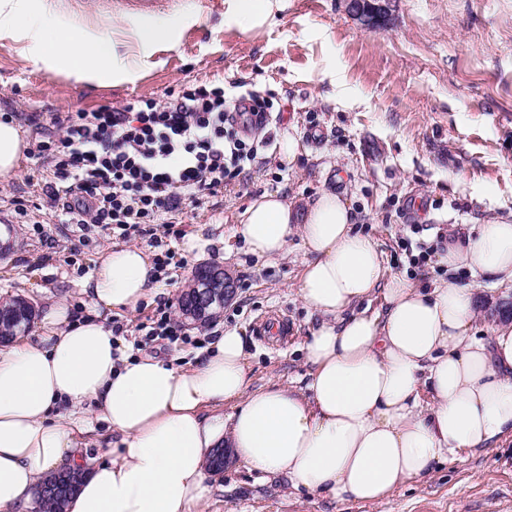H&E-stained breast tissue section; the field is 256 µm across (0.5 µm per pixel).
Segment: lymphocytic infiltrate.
I'll return each instance as SVG.
<instances>
[{
	"instance_id": "lymphocytic-infiltrate-1",
	"label": "lymphocytic infiltrate",
	"mask_w": 512,
	"mask_h": 512,
	"mask_svg": "<svg viewBox=\"0 0 512 512\" xmlns=\"http://www.w3.org/2000/svg\"><path fill=\"white\" fill-rule=\"evenodd\" d=\"M273 108L270 98L229 94L220 84H180L160 101L140 96L120 107L54 114L34 154L52 171L46 194L60 223L147 239L163 280L183 235L172 213L245 172L259 146L271 143L248 132L265 128Z\"/></svg>"
}]
</instances>
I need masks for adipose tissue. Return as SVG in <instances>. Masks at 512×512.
<instances>
[{"instance_id": "obj_1", "label": "adipose tissue", "mask_w": 512, "mask_h": 512, "mask_svg": "<svg viewBox=\"0 0 512 512\" xmlns=\"http://www.w3.org/2000/svg\"><path fill=\"white\" fill-rule=\"evenodd\" d=\"M177 25L127 21L141 51L120 55L101 31L46 20L32 0H0L1 42L85 81L132 79L144 48L171 41ZM295 226L312 256L299 294L322 317L305 342L304 389H251L248 344L235 329L188 369L113 348L106 312L135 308L159 288L142 248H109L81 284L83 316L50 303L37 341L0 347V512H38L41 482L64 469L80 475L64 512H189L210 491L207 458L225 446L308 496L375 503L459 452L512 438V320L489 337L473 333L474 281L512 289V219L449 231L439 261L473 281L430 287L386 276L377 243L355 231L333 191L301 213L263 194L238 231L253 254L271 258ZM376 293L380 310L352 313ZM94 407L121 435L105 456L76 440L91 430Z\"/></svg>"}]
</instances>
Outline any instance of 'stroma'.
Segmentation results:
<instances>
[{"label": "stroma", "instance_id": "stroma-1", "mask_svg": "<svg viewBox=\"0 0 512 512\" xmlns=\"http://www.w3.org/2000/svg\"><path fill=\"white\" fill-rule=\"evenodd\" d=\"M224 2L161 5L156 17L191 12L197 20L172 42L153 45L150 68L131 82H85L47 71L32 52L10 48L0 53V114L12 115L33 145L41 134L26 117L35 111L89 112L136 96L160 99L186 82L274 94L281 121L267 132L275 145L222 193L185 202L172 215L188 236L221 225L223 249L186 254V266L164 284L165 298L144 300L112 320L126 341H134L160 301L178 302L197 268L222 265L237 288L219 324L248 336L251 387L299 390L308 373L301 343L320 322L298 292L309 255L297 231L283 256L253 255L236 232L244 209L261 194L277 193L301 211L322 191H334L351 207L356 230L377 241L390 272L448 279L447 268L433 258L412 269L404 244L414 224L423 227L420 242L436 250L450 229L512 214V0H391L374 31L347 12L345 0H281L265 24L248 30L225 18ZM43 3L105 29L127 18L93 0ZM313 127L321 133L315 143ZM289 135L298 142L291 160L277 146ZM51 179L50 169L27 153L13 177L0 179V213L16 245L12 254L0 255V302L22 297L39 309L58 301L78 315L85 301L79 284L102 250L147 242L58 223L43 192ZM412 198L422 201L421 212H409ZM282 318L289 338L257 335L256 323ZM208 483L209 494L191 512H512V440L462 453L377 503L312 498L286 478H261L230 455L223 474L209 475Z\"/></svg>", "mask_w": 512, "mask_h": 512}]
</instances>
